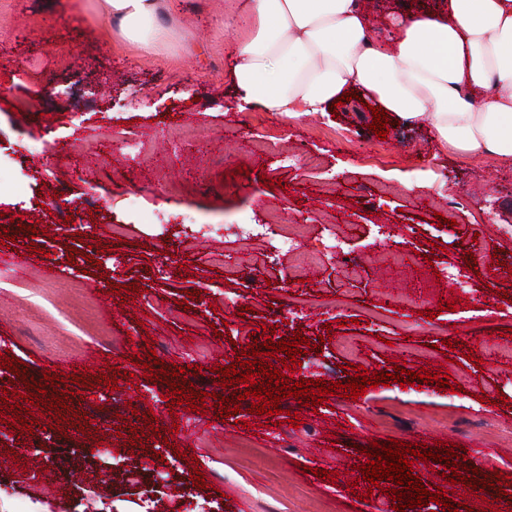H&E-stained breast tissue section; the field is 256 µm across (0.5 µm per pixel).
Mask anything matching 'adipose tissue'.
<instances>
[{"instance_id": "ef3b65f1", "label": "adipose tissue", "mask_w": 512, "mask_h": 512, "mask_svg": "<svg viewBox=\"0 0 512 512\" xmlns=\"http://www.w3.org/2000/svg\"><path fill=\"white\" fill-rule=\"evenodd\" d=\"M163 0H104L122 36L154 50ZM230 55L239 102L299 118L357 88L398 122L422 121L461 154L512 157V0H448L375 39L359 0H241Z\"/></svg>"}]
</instances>
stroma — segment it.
Masks as SVG:
<instances>
[{"label": "stroma", "mask_w": 512, "mask_h": 512, "mask_svg": "<svg viewBox=\"0 0 512 512\" xmlns=\"http://www.w3.org/2000/svg\"><path fill=\"white\" fill-rule=\"evenodd\" d=\"M178 2L146 52L103 0H0V226H18L5 245L16 262L0 265V353L25 376L85 379L67 389L83 422L57 429L46 416L29 433L0 414V454L28 460L0 469V512H394V481L372 489L353 472L363 447L392 438L461 446L479 474H512V360L499 354L512 342V164L441 146L425 124L394 122L378 139L362 99L298 119L240 109L227 66L238 0ZM361 3L377 37L400 11L448 9ZM180 126L195 146L175 137ZM116 127L125 146L110 153ZM272 218L314 254L335 235L360 275L249 239ZM99 242L106 251L89 254ZM470 252L490 264L474 269ZM130 283L135 294L110 291ZM268 326L279 341L299 330L323 343L286 370L295 382L404 364L449 384L330 394L315 409L285 398L280 415L254 414L220 371ZM151 349L165 371L153 382L141 369ZM86 356L117 367V390L75 369ZM195 364L186 390L206 392L210 408L241 395L233 417L167 400L169 370ZM132 410L173 413L182 431L133 437ZM183 434L199 443L205 488L185 480L173 450ZM107 435L110 453H96Z\"/></svg>", "instance_id": "1"}]
</instances>
